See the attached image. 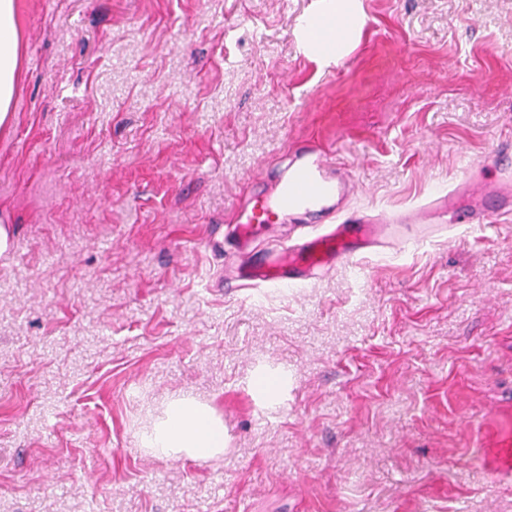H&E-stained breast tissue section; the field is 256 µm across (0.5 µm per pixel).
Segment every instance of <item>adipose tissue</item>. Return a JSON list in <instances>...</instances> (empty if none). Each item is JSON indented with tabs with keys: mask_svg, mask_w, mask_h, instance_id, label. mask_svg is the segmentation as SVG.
Instances as JSON below:
<instances>
[{
	"mask_svg": "<svg viewBox=\"0 0 512 512\" xmlns=\"http://www.w3.org/2000/svg\"><path fill=\"white\" fill-rule=\"evenodd\" d=\"M361 21V0H318L301 19L304 36L327 28L328 63L349 48ZM22 34L17 0H0V126L10 117L20 74ZM142 445L158 455L180 460H211L224 454V420L207 403L192 397L170 400L162 416L143 432Z\"/></svg>",
	"mask_w": 512,
	"mask_h": 512,
	"instance_id": "obj_1",
	"label": "adipose tissue"
}]
</instances>
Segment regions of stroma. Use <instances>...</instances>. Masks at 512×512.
<instances>
[{
  "label": "stroma",
  "instance_id": "obj_1",
  "mask_svg": "<svg viewBox=\"0 0 512 512\" xmlns=\"http://www.w3.org/2000/svg\"><path fill=\"white\" fill-rule=\"evenodd\" d=\"M19 0L0 127V512H512V219L301 288H214L202 243L315 140L402 210L512 137V0ZM281 375L268 403L262 373ZM222 458L145 451L176 396ZM317 8L301 18V30L305 36V42L312 37V32L318 27H325L329 35L319 39L326 43L328 53L315 55L314 58L329 63L340 57L349 48L353 36L360 26L361 1L360 0H319ZM327 19L334 24L327 23ZM330 41V42H329ZM329 44V47L327 45Z\"/></svg>",
  "mask_w": 512,
  "mask_h": 512
}]
</instances>
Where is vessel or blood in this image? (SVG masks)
<instances>
[{
	"instance_id": "obj_1",
	"label": "vessel or blood",
	"mask_w": 512,
	"mask_h": 512,
	"mask_svg": "<svg viewBox=\"0 0 512 512\" xmlns=\"http://www.w3.org/2000/svg\"><path fill=\"white\" fill-rule=\"evenodd\" d=\"M487 170L494 171L493 179H484ZM270 175L273 185L252 190L234 213L239 251L252 252L262 226L303 215L316 224L288 245V261L241 262L221 287L297 288L336 265L356 264L362 254L420 245L433 237L437 225L482 229L497 217L512 215V141L498 143L481 167L465 169L453 189H432L425 204L379 219L347 212L357 182L349 168L336 165L315 143L295 148L287 165Z\"/></svg>"
}]
</instances>
